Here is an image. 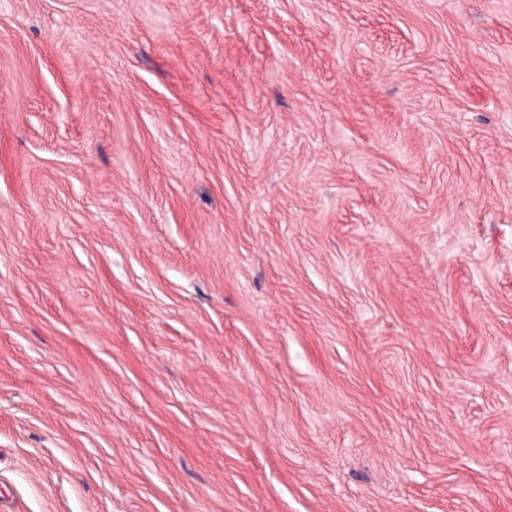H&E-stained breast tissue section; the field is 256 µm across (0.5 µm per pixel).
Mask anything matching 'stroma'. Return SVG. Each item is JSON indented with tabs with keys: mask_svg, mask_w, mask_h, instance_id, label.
<instances>
[{
	"mask_svg": "<svg viewBox=\"0 0 512 512\" xmlns=\"http://www.w3.org/2000/svg\"><path fill=\"white\" fill-rule=\"evenodd\" d=\"M8 512H512V0H0Z\"/></svg>",
	"mask_w": 512,
	"mask_h": 512,
	"instance_id": "obj_1",
	"label": "stroma"
}]
</instances>
